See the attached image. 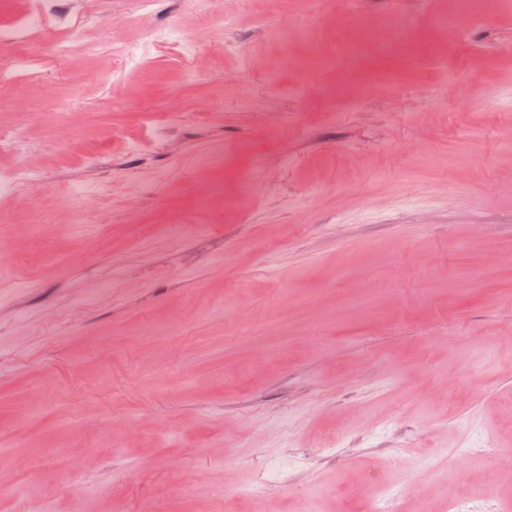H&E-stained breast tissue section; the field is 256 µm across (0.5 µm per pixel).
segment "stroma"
I'll return each mask as SVG.
<instances>
[{
  "instance_id": "stroma-1",
  "label": "stroma",
  "mask_w": 512,
  "mask_h": 512,
  "mask_svg": "<svg viewBox=\"0 0 512 512\" xmlns=\"http://www.w3.org/2000/svg\"><path fill=\"white\" fill-rule=\"evenodd\" d=\"M453 7L65 0L42 23L79 63L0 79L24 130L0 174L44 176L0 196V512L512 501V462L450 463L512 450V0L439 35ZM346 39L357 63L308 67Z\"/></svg>"
}]
</instances>
